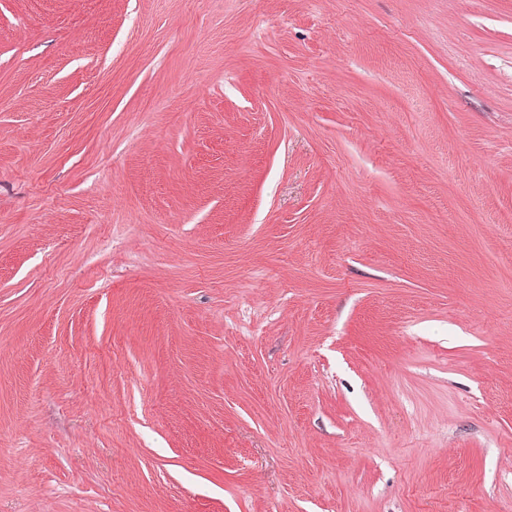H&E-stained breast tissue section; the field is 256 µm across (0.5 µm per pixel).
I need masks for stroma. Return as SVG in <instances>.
<instances>
[{
	"instance_id": "stroma-1",
	"label": "stroma",
	"mask_w": 512,
	"mask_h": 512,
	"mask_svg": "<svg viewBox=\"0 0 512 512\" xmlns=\"http://www.w3.org/2000/svg\"><path fill=\"white\" fill-rule=\"evenodd\" d=\"M512 512V0H0V512Z\"/></svg>"
}]
</instances>
